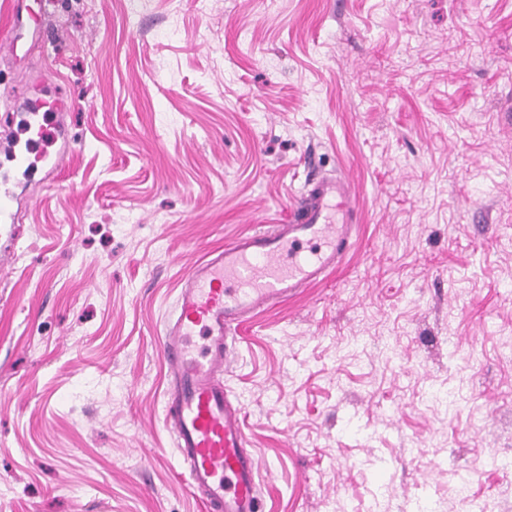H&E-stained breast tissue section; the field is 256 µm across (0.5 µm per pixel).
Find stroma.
Returning <instances> with one entry per match:
<instances>
[{
	"label": "stroma",
	"instance_id": "obj_1",
	"mask_svg": "<svg viewBox=\"0 0 512 512\" xmlns=\"http://www.w3.org/2000/svg\"><path fill=\"white\" fill-rule=\"evenodd\" d=\"M0 132L61 77L75 148L0 224V512H205L162 323L213 247L349 175L339 269L225 385L262 512H512V0H27Z\"/></svg>",
	"mask_w": 512,
	"mask_h": 512
}]
</instances>
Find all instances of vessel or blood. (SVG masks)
Here are the masks:
<instances>
[{
	"mask_svg": "<svg viewBox=\"0 0 512 512\" xmlns=\"http://www.w3.org/2000/svg\"><path fill=\"white\" fill-rule=\"evenodd\" d=\"M23 9L12 0L10 22L0 31V54L14 55ZM61 112L60 96L46 98L35 86L26 121L38 137L72 149L64 130L41 125V110ZM15 185L0 176V224L18 221ZM356 200L343 173L316 177L311 198L297 218L276 233L253 232L225 244L181 277L159 348L170 389L166 419L188 465L187 481L206 512H261L258 463L247 449L242 405L225 390L219 374L235 359V333L260 309L296 295L339 263L353 233Z\"/></svg>",
	"mask_w": 512,
	"mask_h": 512,
	"instance_id": "1",
	"label": "vessel or blood"
}]
</instances>
